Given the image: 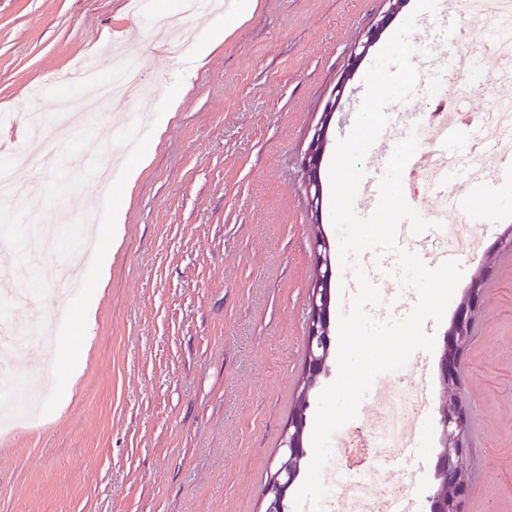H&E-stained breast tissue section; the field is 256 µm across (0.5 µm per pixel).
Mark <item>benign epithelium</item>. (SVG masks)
<instances>
[{
    "label": "benign epithelium",
    "instance_id": "benign-epithelium-1",
    "mask_svg": "<svg viewBox=\"0 0 512 512\" xmlns=\"http://www.w3.org/2000/svg\"><path fill=\"white\" fill-rule=\"evenodd\" d=\"M344 84H339L334 98L326 103L320 128L314 134L302 160V170L307 189L314 190V199L322 194L319 175L320 161L327 144L328 117L334 114L336 103L341 97ZM315 260L323 269L312 285V304L308 320V360L304 376V393L288 427V448L278 470L270 477L263 491L266 500L264 512H285V498L302 470L305 455L303 432L306 425V411L309 407L308 393L315 386L318 377L326 372L330 348V246L327 237L321 235L315 245ZM480 281H475L463 298L452 320L441 355L440 371L444 381L460 382L463 350L471 336L473 314L479 303ZM442 448L435 469L436 483L428 497L429 512H461L462 498L469 490L465 473L458 466V458L466 450V410L453 399L442 405L441 419Z\"/></svg>",
    "mask_w": 512,
    "mask_h": 512
}]
</instances>
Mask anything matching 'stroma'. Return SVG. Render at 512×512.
Instances as JSON below:
<instances>
[{
	"label": "stroma",
	"instance_id": "35a3bbf8",
	"mask_svg": "<svg viewBox=\"0 0 512 512\" xmlns=\"http://www.w3.org/2000/svg\"><path fill=\"white\" fill-rule=\"evenodd\" d=\"M387 0H257L252 17L225 37L192 87L170 104L176 63L150 28L158 0H0V149L38 150L21 133L32 96L46 107L84 99L60 78L79 63L113 69L112 53L140 63L143 90L126 101L122 129L97 103L78 128L62 127L63 156L124 139L151 146L133 185L112 173V198L126 218L112 242V263L92 322L58 319L95 284V252L66 231L82 222L96 193L99 157L54 171L36 170L0 224L15 251H0V303L53 337L86 344L68 400L39 349L17 356L11 378L36 376L38 395L0 392V407L21 403L30 419L0 433V512H260L277 466L307 358L310 287L317 233L330 243L331 192L311 204L303 156L338 81L344 93L329 124L322 182L340 138L353 128L363 78L378 51L351 64L373 27L386 44L408 16L419 57L445 56L434 25H460L458 11L389 14ZM111 35L110 47L99 44ZM491 189L505 218L479 225L481 250L442 320H426L432 352L379 375L373 390L423 376L430 405L413 457L377 479L375 491L410 489L413 512H427L441 449L439 409L449 397L468 410V450L459 465L470 490L461 512H512V178ZM52 264L75 272L65 293L43 283L27 292L30 272ZM486 275L464 351L460 387L443 384L440 356L457 306L478 270Z\"/></svg>",
	"mask_w": 512,
	"mask_h": 512
}]
</instances>
